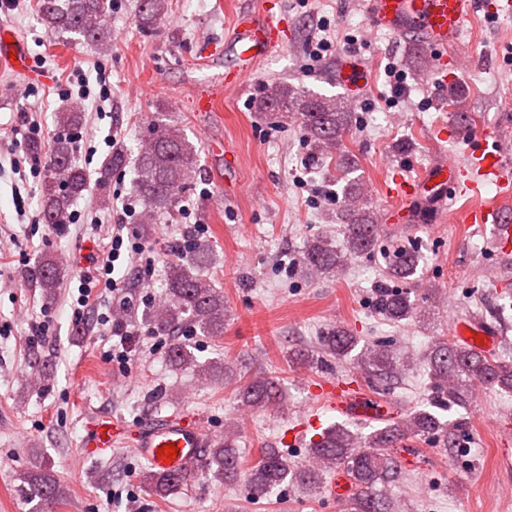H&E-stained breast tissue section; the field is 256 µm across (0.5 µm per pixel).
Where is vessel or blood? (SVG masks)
Returning <instances> with one entry per match:
<instances>
[{"label":"vessel or blood","mask_w":512,"mask_h":512,"mask_svg":"<svg viewBox=\"0 0 512 512\" xmlns=\"http://www.w3.org/2000/svg\"><path fill=\"white\" fill-rule=\"evenodd\" d=\"M483 6L484 0H370L369 9L375 27L402 36L419 34L430 45L445 47L458 43L465 20ZM287 40L288 28L277 18L273 5H266L258 14L239 13L232 37L224 42L225 51L235 59L224 72L225 85L244 82L259 59ZM4 64L29 79L43 77L42 72L31 68L24 43L8 30L0 33V66ZM490 188L496 189L498 203L470 208L464 221L490 225L495 243L506 251L512 249V211L505 207L512 200V161L505 158L497 141L486 135L470 140L462 158L443 159L417 178L394 174L385 191L400 205L390 211L389 218L396 224L407 222L410 214L402 208V201L423 193L443 199L461 190L478 197ZM453 333L466 344L479 345L486 351L496 347L499 337L495 326L474 318L455 322ZM310 394L321 404L357 419H380L391 410L388 401L374 397L357 383L334 377L311 385ZM126 443L132 444L136 455L156 471L175 473L209 447L210 438L193 416L149 420L134 430L124 421L106 417L94 426L84 446L91 454L103 456ZM170 444L176 446L178 455L169 461L160 449Z\"/></svg>","instance_id":"obj_1"}]
</instances>
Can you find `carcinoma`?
Returning a JSON list of instances; mask_svg holds the SVG:
<instances>
[{
    "label": "carcinoma",
    "mask_w": 512,
    "mask_h": 512,
    "mask_svg": "<svg viewBox=\"0 0 512 512\" xmlns=\"http://www.w3.org/2000/svg\"><path fill=\"white\" fill-rule=\"evenodd\" d=\"M38 11L48 28L59 35L67 34L109 47L110 36L104 17L111 0H37ZM165 0H145L141 25L151 26L164 12ZM268 107L286 114L312 138L313 143L330 156H336V181L343 183L342 191L348 201L345 224V243L338 249L324 239L315 240L306 250L303 263L315 274H335L346 265L348 257L373 250L378 237V225L369 220L359 207L362 190L353 177L354 161L347 153L343 135L352 124L350 113L341 111L336 103L318 96L306 95L294 88L275 87L266 99ZM72 138L56 139L50 145V165L42 184L45 224L66 223L67 211L73 197L87 186L85 171L73 163ZM199 150L183 131L166 121L162 114L151 120L148 138L141 145L138 157V194L144 207L143 223H154L155 216L173 212L183 190L188 186L197 165ZM210 263L209 245L189 240L175 249L167 266V295L156 314L160 329L178 334L185 327L203 336L224 334V295L203 275ZM420 255L407 246L394 250L389 256L387 277L408 279L414 276ZM59 268L46 260L36 271L38 284L49 292L56 287ZM433 298L427 293L419 298L386 283L379 286L375 304L388 319L402 321L420 314L421 305ZM358 344L348 330L336 328L321 338V351L315 362L328 358L347 357ZM169 359L176 366L195 364L187 345L176 343ZM430 381L429 409L419 410L405 427L387 426L366 436H359L342 425L326 429L322 438L313 443L310 456L318 465L292 469L277 448H262L258 459L248 469L251 493L256 498L267 496L285 481L296 482L310 489L317 488L319 466L346 471L359 493L352 498L351 512H392L391 502L374 493L377 483L391 480L400 473V462L389 449L400 438L412 436L449 443L451 428L462 423L444 419L442 412L450 405L463 406L471 397L472 383L512 390V362L489 358L469 347L435 342L423 358ZM358 364L375 387L389 389L402 377L410 363L399 357L385 343H372L358 358ZM198 377L208 381L220 377L236 385L244 407H264L279 400L277 383L268 377L233 376V370L221 362L204 364ZM241 461L229 441L213 444L206 449L205 458L177 474L144 475L146 484L159 497L184 485L190 474L200 467L220 479L235 477ZM30 501L58 502L67 497L65 488L48 476H30L25 488Z\"/></svg>",
    "instance_id": "1"
}]
</instances>
